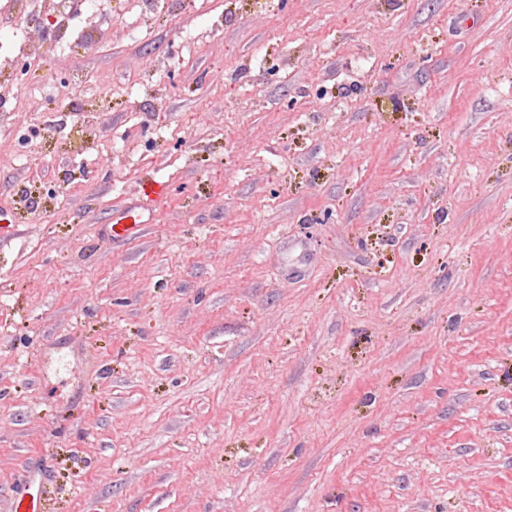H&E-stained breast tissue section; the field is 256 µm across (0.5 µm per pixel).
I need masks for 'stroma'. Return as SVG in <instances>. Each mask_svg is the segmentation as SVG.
Wrapping results in <instances>:
<instances>
[{"instance_id":"stroma-1","label":"stroma","mask_w":512,"mask_h":512,"mask_svg":"<svg viewBox=\"0 0 512 512\" xmlns=\"http://www.w3.org/2000/svg\"><path fill=\"white\" fill-rule=\"evenodd\" d=\"M54 16L0 28V512H512V0ZM147 210L137 206H129L112 212V238L124 240L135 235L143 224Z\"/></svg>"}]
</instances>
